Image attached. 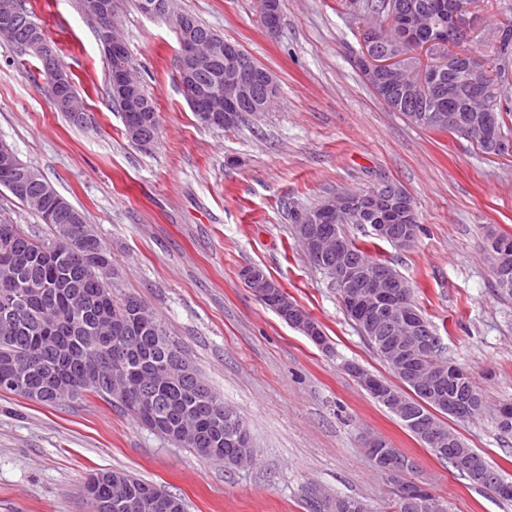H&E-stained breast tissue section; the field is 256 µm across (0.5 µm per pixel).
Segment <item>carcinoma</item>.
Segmentation results:
<instances>
[{
  "label": "carcinoma",
  "instance_id": "obj_1",
  "mask_svg": "<svg viewBox=\"0 0 512 512\" xmlns=\"http://www.w3.org/2000/svg\"><path fill=\"white\" fill-rule=\"evenodd\" d=\"M399 3L411 14L423 12L435 21H448L440 15V12L448 11V0H399ZM511 62L512 26L504 25L494 39L493 57L484 62L488 82L502 81ZM467 65L468 60H457L455 70L442 73L428 88L424 87L425 78L419 68L414 67L402 80L388 84V91L379 93V96L392 111L404 114L430 111L440 105L446 107L448 102L437 96V90L446 91L448 83L453 82L456 98L464 99L468 85L460 74ZM29 172L37 182L31 183L29 195L19 197L17 201L39 216L49 235L43 238L27 234L17 224L0 222V298L17 287V283L7 276L10 268L20 269L21 275L34 285L33 292L27 295L18 312L11 313L0 307V380L6 365L12 363L22 367V371L16 374V384L0 385V391L45 405H59L88 394L94 395L110 405L121 406L139 423L172 443L175 439L171 431L181 427L184 417L191 416L195 422L196 442L188 448L198 458L222 461L229 466L253 458V449L240 448L234 443L224 422V401L211 390L196 369H190L187 374L171 361V355L179 345L169 339L162 323L152 313L149 317L160 334L137 324L129 334L124 351L132 382L152 401V416L145 415L114 394L112 385L93 379V372L103 374L112 368V357L117 354L112 344L113 330L116 327L121 329L130 322L131 304L140 302V298L133 294L120 298L114 296L112 286L102 273H94L82 266L84 252L101 254L103 264L109 267L112 266V254L86 220L79 224L71 223V214H77L79 210L64 198H59L62 207L57 218L46 219V207L40 200L45 178L32 166ZM365 223L367 220L360 213L352 211L329 225L332 235L345 240L350 255L355 259L366 256L367 252L348 239L342 225ZM485 241L487 248L492 249L497 244L505 251L500 269L506 271L508 285H503L499 273H494V277L499 288L512 295V235L489 230ZM242 274L254 275V279L247 281L251 288H272L275 285V281L259 267H249ZM57 369L80 380L82 385L68 394L53 391L49 377ZM398 393L420 415L429 418L444 433L453 435L456 447L473 461V466L460 465L454 452L444 460L466 477L473 487L493 491L486 477H498L499 471L439 419V415L448 414V409L424 396L418 387L408 382ZM443 393L464 403L481 396L480 388L473 379L466 385L449 380L443 387ZM95 476L96 495L91 498L95 512H132L112 503V481L116 479L128 483L134 498L154 491L182 503L180 498L124 470L102 469ZM316 512H370V508L356 499L338 496L334 500L318 502Z\"/></svg>",
  "mask_w": 512,
  "mask_h": 512
}]
</instances>
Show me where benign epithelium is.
<instances>
[{"mask_svg":"<svg viewBox=\"0 0 512 512\" xmlns=\"http://www.w3.org/2000/svg\"><path fill=\"white\" fill-rule=\"evenodd\" d=\"M176 0H141L142 13L149 16L167 18L179 36V66L184 81L182 88L186 90L191 108L203 115V120L219 119L224 113V125L231 127L240 119L254 117L265 111L269 103L278 96V82L274 74L264 66L253 61L237 44L225 40L220 35L200 36L194 28L192 19L183 11L176 9ZM475 7V0H448V28L435 32V38L423 41L415 37L416 30L425 19L414 18L398 9L394 0L386 3L388 20L396 28L397 40L387 42L380 37L378 30L368 27L364 30L362 50L357 63L363 72L374 81H391L397 78L412 61L419 62L420 70L428 77L451 67L457 57L469 58V65L462 73V79L469 84L475 99L482 102L478 107L469 108V113L460 115L453 106L448 111L438 112L432 116L436 125H448L456 129L476 148L489 157L509 156L512 158V142L499 136L498 110L488 94V84L484 81L480 55L467 47L470 41V15ZM19 7L12 0H4L0 4V37L14 43L17 39L16 14ZM262 18L266 32L275 36L279 28V11L270 8L268 2L262 3ZM87 18L96 25L104 39L109 53L116 56L127 51L116 21L109 18L102 7ZM32 35L26 42L27 50L39 56L46 70V79L53 100L59 108L85 119L84 108L80 105L75 91L69 89L70 79L62 69L52 45L37 34L38 25L30 19ZM448 41V54L438 53L434 44ZM215 64L224 66V83L204 85L201 73L204 68ZM130 68L116 67L112 69V88L115 97L122 103V112L130 137L138 144H149L157 135V129L146 132L148 121L135 120L134 112H144L146 108L136 100L134 87L130 84ZM264 87V101L254 107L251 113L246 107L251 102L254 86ZM25 166L6 144L0 143V168L16 171ZM402 195L395 186L387 183L378 185L372 192L378 211L379 223L371 225L377 236H384L396 244L408 247L417 237L416 224H383V217L395 214L396 200ZM360 194L354 191H341L324 199L320 204L321 216L317 219L304 217L301 245L307 255L315 262L321 260L326 250L332 249L340 263L336 269V287L345 309L360 316L362 324L369 333H374L378 324L387 326L391 338L383 343L384 351L392 359L394 365L406 374L411 381L430 390L444 384L450 376L461 384L467 383L470 374L451 364L444 365L443 372L433 373L418 361V356L434 350V337L430 336L425 322L412 307L409 300L408 287L400 276L381 269L366 260L353 259L341 238H332L325 225L331 223L335 213L356 202ZM288 321L302 331L313 335L316 325L306 314L295 307L288 308ZM351 372L367 387L383 395L392 409L405 420H411V412L405 404L395 400L389 388L375 376L353 366ZM124 367L115 362L112 364V391L128 394ZM424 440L439 455L448 454L451 440L440 435L430 427L421 426ZM367 450L379 452L378 459L383 472L391 477L400 474V457L396 450L382 448L384 440L377 436L365 439ZM406 501L427 512L433 509L443 512L445 507L433 505L434 494L417 484L405 494ZM112 500L115 504L128 507L152 508L154 502L148 495L141 500L130 503L127 499V487L123 483L114 484Z\"/></svg>","mask_w":512,"mask_h":512,"instance_id":"obj_1","label":"benign epithelium"}]
</instances>
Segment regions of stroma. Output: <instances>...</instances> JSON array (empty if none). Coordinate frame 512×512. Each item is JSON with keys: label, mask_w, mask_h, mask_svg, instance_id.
<instances>
[{"label": "stroma", "mask_w": 512, "mask_h": 512, "mask_svg": "<svg viewBox=\"0 0 512 512\" xmlns=\"http://www.w3.org/2000/svg\"><path fill=\"white\" fill-rule=\"evenodd\" d=\"M59 48L90 121L57 112L33 58L0 39V141L83 211L112 253L119 292L165 323L250 433L255 460L203 461L89 395L47 406L0 392V512H94L90 476L122 469L183 499L187 512H312L319 495L386 512L392 486L364 437H383L412 463L406 480L451 512H512L436 458L347 370L395 376L347 316L338 291L293 237V212L336 192L390 182L412 198L420 232L407 249L349 224L386 259L437 330L440 355L470 373L488 409L450 419L469 447L512 480V433L495 408L512 402V296L486 259L488 228L512 234V159L411 124L389 111L355 63L363 27L341 0H283L280 31L264 30L256 0H177L268 68L280 86L270 112L238 128L201 126L176 80L168 20L120 0L117 22L154 99L157 139L124 136L108 93L104 49L78 0H26ZM512 23V0H477L472 48ZM262 268L323 327L316 346L266 307L241 272Z\"/></svg>", "instance_id": "obj_1"}]
</instances>
